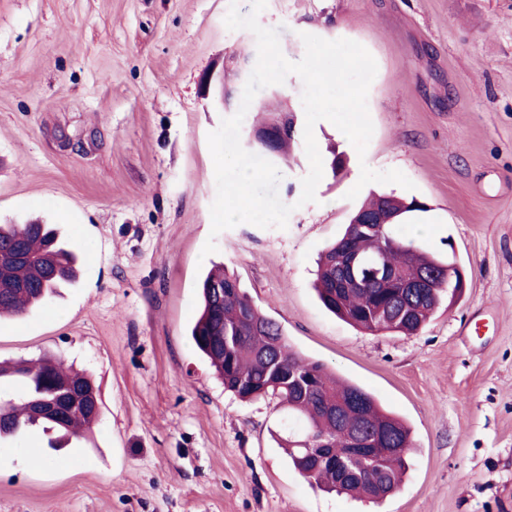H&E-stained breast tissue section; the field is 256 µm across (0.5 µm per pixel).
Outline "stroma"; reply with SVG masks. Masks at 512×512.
<instances>
[{
	"label": "stroma",
	"mask_w": 512,
	"mask_h": 512,
	"mask_svg": "<svg viewBox=\"0 0 512 512\" xmlns=\"http://www.w3.org/2000/svg\"><path fill=\"white\" fill-rule=\"evenodd\" d=\"M229 0H0V223L56 225L84 257L73 286L0 320V360L60 353L89 373L101 418L89 446L47 456L38 430L0 444V512H512V0H268L259 22L299 61L302 34L347 38L377 63L365 155L331 122L296 141L278 194L286 228L211 237L207 137L238 110L254 35ZM303 84L256 108L304 123ZM414 184L358 186L362 166ZM414 198L424 246L465 283L414 335L367 333L314 290L321 251L359 208L347 192ZM224 265L301 356L371 393L410 426L399 489L373 503L320 490L278 438L273 401L239 400L194 348L206 269Z\"/></svg>",
	"instance_id": "stroma-1"
}]
</instances>
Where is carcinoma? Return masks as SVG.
Instances as JSON below:
<instances>
[{
    "label": "carcinoma",
    "mask_w": 512,
    "mask_h": 512,
    "mask_svg": "<svg viewBox=\"0 0 512 512\" xmlns=\"http://www.w3.org/2000/svg\"><path fill=\"white\" fill-rule=\"evenodd\" d=\"M293 137L278 140L276 152L257 146L262 157L274 160L288 153ZM362 212L394 216L391 224H347L342 237L321 255L316 290L323 305L338 318L365 332H417L446 299L453 300L457 282L448 280L450 262L421 248L403 233L417 213L427 212L416 199L374 196ZM77 257L49 224H0V316L27 315L57 289L76 278ZM232 292L217 301L211 287ZM190 336L201 355L224 380V388L242 400L270 398L305 429L331 440L340 452L355 433L392 435L391 448L400 452L386 459L381 472L347 477L330 468L314 469L289 439L283 447L299 472L313 470L309 479L339 494L380 500L399 486L412 448L409 427L384 410L363 388L341 381L324 364L302 357L288 345L282 327L254 305L237 279L224 269H212L202 283L200 314ZM295 371L311 382L280 383L276 371ZM16 383V395L0 398V439L20 438L34 429L49 435L58 451L72 440L91 442L101 415L91 378L68 366L56 354L36 361H0V384ZM72 391L76 408L64 426L38 415L56 393Z\"/></svg>",
    "instance_id": "cac0c4a2"
}]
</instances>
